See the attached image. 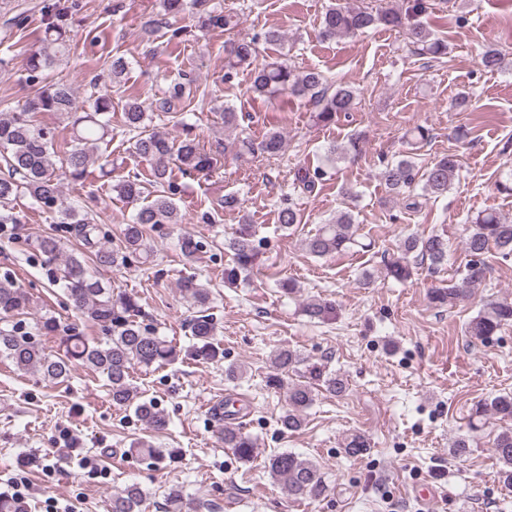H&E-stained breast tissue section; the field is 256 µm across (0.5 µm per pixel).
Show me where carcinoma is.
Returning a JSON list of instances; mask_svg holds the SVG:
<instances>
[{"label": "carcinoma", "instance_id": "1", "mask_svg": "<svg viewBox=\"0 0 512 512\" xmlns=\"http://www.w3.org/2000/svg\"><path fill=\"white\" fill-rule=\"evenodd\" d=\"M406 4L403 10L390 8L373 13L332 3L324 13L320 37L325 41L333 40L384 25L407 30L408 39L422 55L431 59L447 55L448 44L435 37L422 21V16L429 9L427 0H406ZM160 7V12L147 22V26L153 33L165 30L170 42L181 35L182 28L177 26V19L187 12L193 15L202 30L215 27L230 30L234 26L233 16L224 13L222 5L214 4L212 0H160ZM44 9L48 22L42 31L43 48L25 57L27 80L31 83L41 82L45 71L69 58L71 51L68 14L55 3H47ZM502 62V51L495 47L487 48L480 57V66L489 71L499 69ZM128 65L129 61L123 57L112 59L105 81L112 87L121 85ZM243 68L250 71L251 93L269 100L284 94L306 99L314 105V118L320 124L334 122L355 106L356 93L351 87L335 86L322 72L316 69L300 71L285 59H261L257 41L245 37L230 40L224 49L225 81H231ZM184 94L182 83L172 84L167 95L155 103V110L164 113L181 111ZM111 111L112 95L108 92L94 99L91 110H79L72 87L60 79L40 88L24 109L0 115V154L7 166V173L0 176V205H7L20 192L29 194L43 212L57 218V223L70 224L78 229L85 245L97 247L95 260L102 266L114 265L118 252L97 246L100 228L89 213L64 204L62 180L83 181L89 176L88 167L94 162L89 146L109 143L112 126L108 114ZM38 112H54L68 122L70 149L58 152L59 131L34 123L33 115ZM124 119L126 132L131 134L129 142L133 153L147 162L150 170L147 174L138 171L124 176L113 185V190L120 197L135 206L131 220L121 230L120 249L130 254H146L151 250L146 238L147 229L154 224L177 223V187L165 164L166 159L176 156L181 171L193 174L211 170L213 157L204 153L199 142L189 136L174 144L162 133L147 131L145 106L135 97L126 99ZM282 148V135L274 129L259 141L250 136H240L235 143V152L241 158L258 154L273 157ZM356 149L357 140L352 138L344 146H330L327 154L330 160L339 163L347 160ZM58 153L63 155L59 163L56 162ZM458 170V156L452 153L426 166L419 165L415 157L404 155L386 163L380 178L397 195L410 194L419 187L423 195L439 198L453 189ZM325 176L326 171L319 167L313 170L306 168L298 172L297 182L303 191L311 193ZM278 223L281 229L291 230L301 223V214L290 203L280 209ZM255 237L253 225L244 223L238 225L233 237L225 242L234 260V265L224 270L225 280L235 282L252 267L257 256ZM356 243L355 219L345 211L320 225L315 234L306 239L305 248L309 254L324 258L342 254ZM463 246L469 260L461 282L432 291L431 300L437 305L456 304L466 297L468 289L485 280L487 266L484 255L491 249H496L504 259L512 256V224L501 221L494 212L481 211L470 218ZM179 249L184 259L190 261L202 249V244L192 236H183L179 239ZM446 260L448 239L438 233L426 238L409 235L400 242L396 251L383 254L387 274L399 282L411 278L412 269L419 261H427L437 268ZM60 281L74 305L107 332L105 340L92 343L81 333L59 324L55 317L46 315L36 322V330L41 336L60 335L63 353L56 356L46 352L32 336L14 326L0 328V357L20 370L60 381L67 379L73 365L80 363L105 378L113 404L133 410L137 418L153 428H163L166 425L164 414L154 400L146 398L133 385L131 370L136 365L149 367L174 362L178 360L180 350L172 342L143 328L136 320L138 301L130 296L112 294V288L91 273L84 256L72 255L66 260ZM182 291L197 308V315L190 325L195 340L191 354L204 360L224 357V351L214 343L215 323L208 313L210 291L192 280L183 282ZM28 306V297L15 281L8 277L0 278V321L22 313ZM304 311L310 319L324 321L336 315V306L327 300H313L304 305ZM509 323H512V302H491L469 320L465 332L484 340ZM299 362L296 351L278 349L273 354L274 373L269 376V382L281 385V374ZM321 388L341 396L348 386L340 375L328 374L317 365L308 367L302 379L288 388V407L280 417L283 430L295 433L304 427L306 410ZM489 416L503 423L494 436L492 452L504 481L512 485V393H503L478 403L470 421V434L457 437L453 450L459 456L466 454L471 447V435L482 430L484 419ZM221 439L224 447L231 449L240 461L246 463L254 457L255 439L237 424L225 423ZM369 448L368 438L361 433L351 434L345 439L344 453L348 457L361 456ZM135 451L154 467L163 463L164 455L148 441L138 442ZM268 472L291 498L315 500L326 491L324 472L319 464L292 451L270 456ZM145 501L141 487L132 483L112 495L110 512H145ZM0 512H26V506L21 499L4 491L0 492Z\"/></svg>", "mask_w": 512, "mask_h": 512}]
</instances>
